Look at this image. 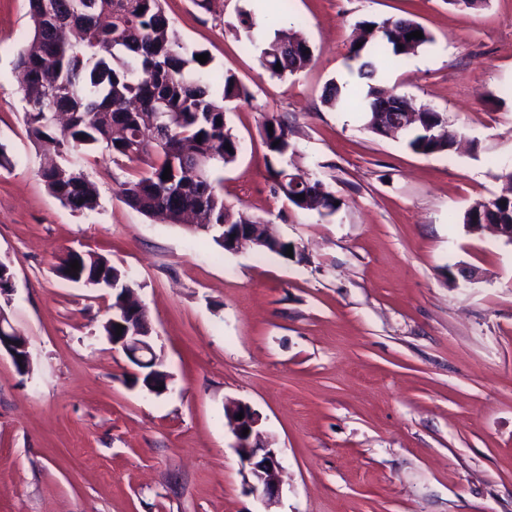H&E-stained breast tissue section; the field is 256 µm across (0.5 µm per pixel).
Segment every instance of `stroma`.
Wrapping results in <instances>:
<instances>
[{"label": "stroma", "mask_w": 512, "mask_h": 512, "mask_svg": "<svg viewBox=\"0 0 512 512\" xmlns=\"http://www.w3.org/2000/svg\"><path fill=\"white\" fill-rule=\"evenodd\" d=\"M174 29L205 50L212 88L231 71L249 101L227 113L240 143L226 204L270 221L298 257L162 224L119 190L136 166L88 152L99 206H63L37 175L14 63L31 33L27 0H0V298L28 339L32 371L0 357V512H265L224 419L250 404L280 448L276 512H512V244L467 232L477 199L512 169V0H166ZM255 28L245 32L240 14ZM409 18L434 37L386 55L381 84L443 113L457 151L424 156L371 133L365 113L323 102L329 83L363 93L347 53L364 19ZM295 26L311 63L278 78L264 35ZM293 130L299 166L342 205L287 203L265 168L268 115ZM126 271L174 377L155 397L108 342L107 290L62 280L68 251ZM477 270L474 280L458 265Z\"/></svg>", "instance_id": "1"}]
</instances>
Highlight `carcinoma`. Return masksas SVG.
I'll use <instances>...</instances> for the list:
<instances>
[{"label": "carcinoma", "instance_id": "carcinoma-1", "mask_svg": "<svg viewBox=\"0 0 512 512\" xmlns=\"http://www.w3.org/2000/svg\"><path fill=\"white\" fill-rule=\"evenodd\" d=\"M164 3L28 0L33 35L16 59L23 75L26 124L30 137L54 143L65 155V162L42 166L38 176L64 206L92 212L99 206L98 191L81 169V155L101 147L130 162L147 156L151 158L148 170L122 184L123 201L148 217L172 224L191 213L199 230L211 234L222 247L224 225L262 223L224 202L218 175L239 153L222 101H246L249 93L226 71L221 100L213 97L206 65L195 59L204 51L188 49L174 35ZM401 25L409 33L422 32L423 38L397 43L393 31ZM356 27L361 37L350 43L349 60L360 62L358 73L369 80L379 74L371 53L389 49L396 56L409 55L433 42L431 33L412 19L363 20ZM309 50L305 39L284 40L276 31L264 40L259 62L281 77L304 68L312 58ZM387 94L371 85L361 104V111L368 114L366 128L378 136L381 132L372 124L373 112L380 96ZM414 111L419 120L405 132L407 147L424 156L448 152V134L454 130L443 113L425 104L415 105ZM291 136L292 130L280 118L273 114L266 118L262 137L275 190L285 196L313 191L322 199L318 213H335V194L295 168L288 157ZM167 166L171 174L164 180ZM502 178L506 191L488 201H475L465 211L463 223H482V211L492 205L503 223L512 224V176L506 173ZM75 260L80 268L72 272L70 263ZM84 271L99 273L107 288L130 284L127 273L101 255L70 251L56 266L60 278L75 284Z\"/></svg>", "mask_w": 512, "mask_h": 512}]
</instances>
